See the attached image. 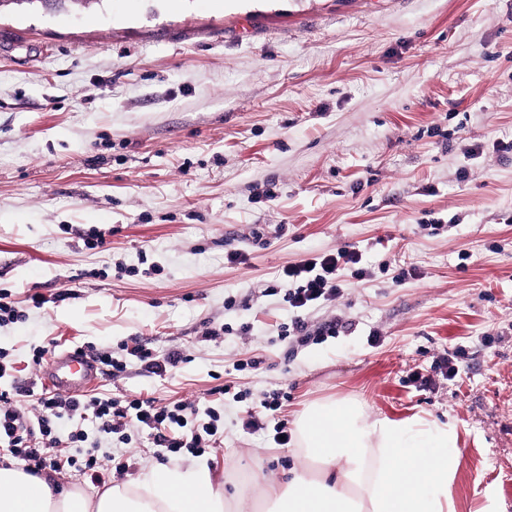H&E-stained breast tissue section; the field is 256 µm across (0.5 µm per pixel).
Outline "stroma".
I'll return each instance as SVG.
<instances>
[{"instance_id":"stroma-1","label":"stroma","mask_w":512,"mask_h":512,"mask_svg":"<svg viewBox=\"0 0 512 512\" xmlns=\"http://www.w3.org/2000/svg\"><path fill=\"white\" fill-rule=\"evenodd\" d=\"M512 0H96L0 10V325L20 384L35 351L137 360L92 394L215 409L204 455L226 497L300 469L273 427L314 403L454 424V512H512ZM481 146L480 156L465 154ZM468 175H461V167ZM99 230L105 242L85 246ZM353 244L369 270L308 313L336 333L283 336L286 266ZM247 253L228 264L227 251ZM406 280H399L400 272ZM41 296L34 306L32 296ZM248 334H241L242 325ZM222 336L205 339L208 329ZM452 358L447 378L439 368ZM229 385L237 397L216 395ZM278 410L266 409L273 392ZM261 416L267 427L244 424ZM128 444L108 482L163 459ZM130 355L136 357L147 372L159 376L167 372V367H175L182 360L178 350L170 351L160 359L157 355H154L151 350L143 348L142 346L134 348L130 352Z\"/></svg>"}]
</instances>
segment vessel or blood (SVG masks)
Wrapping results in <instances>:
<instances>
[{
  "label": "vessel or blood",
  "instance_id": "vessel-or-blood-1",
  "mask_svg": "<svg viewBox=\"0 0 512 512\" xmlns=\"http://www.w3.org/2000/svg\"><path fill=\"white\" fill-rule=\"evenodd\" d=\"M99 372V365L93 355L76 348L47 361L39 371L38 380L60 395L78 397Z\"/></svg>",
  "mask_w": 512,
  "mask_h": 512
}]
</instances>
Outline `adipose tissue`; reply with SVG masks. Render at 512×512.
<instances>
[{"label":"adipose tissue","instance_id":"adipose-tissue-1","mask_svg":"<svg viewBox=\"0 0 512 512\" xmlns=\"http://www.w3.org/2000/svg\"><path fill=\"white\" fill-rule=\"evenodd\" d=\"M408 421L367 420L342 399L298 421L306 468L268 482L255 471L254 495L226 503L206 465L173 468L138 486L115 484L95 499L13 466L0 467V512H453L450 480L460 465L453 425L435 427L434 449L407 448Z\"/></svg>","mask_w":512,"mask_h":512}]
</instances>
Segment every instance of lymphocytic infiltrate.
<instances>
[{"mask_svg": "<svg viewBox=\"0 0 512 512\" xmlns=\"http://www.w3.org/2000/svg\"><path fill=\"white\" fill-rule=\"evenodd\" d=\"M362 255L353 245L336 251L303 258L283 270L287 286L284 296L289 307L296 310L290 329L292 335L310 338L306 312L322 309L339 298L344 290V276L364 278ZM24 387L0 389V444H6L11 454L23 460L26 470L34 476L45 471H56L64 465L83 462L93 482L105 480L108 469L124 471L125 462L108 466L103 458L85 452L83 458L62 456L57 447L53 428L58 420L76 416H90L100 431L117 433L127 426L138 424L155 429V440L164 457L177 458L189 453L202 455L221 441L224 430L214 411H206L195 423H188L183 404L161 405L156 400L135 398L124 402L112 397H63L42 392L33 412H25L18 404L27 395Z\"/></svg>", "mask_w": 512, "mask_h": 512, "instance_id": "lymphocytic-infiltrate-1", "label": "lymphocytic infiltrate"}]
</instances>
